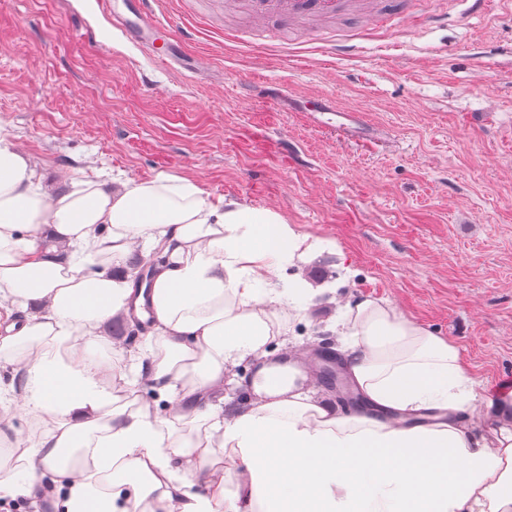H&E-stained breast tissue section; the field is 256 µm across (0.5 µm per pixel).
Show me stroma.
<instances>
[{
  "instance_id": "obj_1",
  "label": "stroma",
  "mask_w": 512,
  "mask_h": 512,
  "mask_svg": "<svg viewBox=\"0 0 512 512\" xmlns=\"http://www.w3.org/2000/svg\"><path fill=\"white\" fill-rule=\"evenodd\" d=\"M380 7L262 22L251 0H154L188 35L163 68L110 0H0V130L48 178L168 174L319 238L297 274L335 279L344 260L340 296L388 300L448 339L482 407L512 391V12L395 0L388 29L365 34ZM265 80L341 110L241 97ZM334 313L318 298L292 345L335 347Z\"/></svg>"
}]
</instances>
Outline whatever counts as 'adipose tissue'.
<instances>
[{"instance_id": "1", "label": "adipose tissue", "mask_w": 512, "mask_h": 512, "mask_svg": "<svg viewBox=\"0 0 512 512\" xmlns=\"http://www.w3.org/2000/svg\"><path fill=\"white\" fill-rule=\"evenodd\" d=\"M159 253L145 347L116 367L99 333ZM322 248L269 211L161 174L47 182L0 135V497L53 485L63 512H512V416L470 420L459 350L387 301L342 305L338 353L365 408L316 395L309 354L280 347L279 307L341 280L285 281ZM244 394L225 397L230 367ZM37 429L11 438L8 396Z\"/></svg>"}]
</instances>
